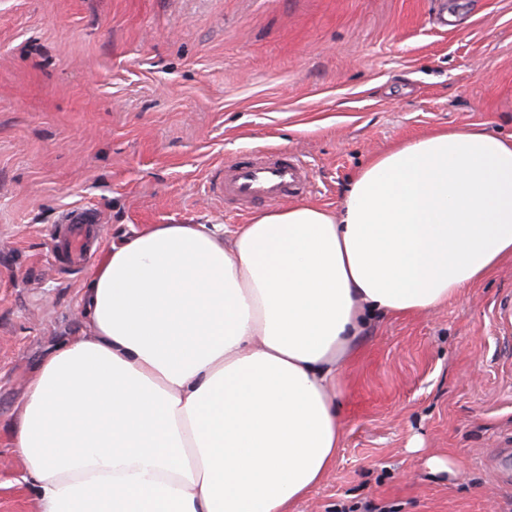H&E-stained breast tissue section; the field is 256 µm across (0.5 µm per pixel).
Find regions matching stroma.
I'll return each mask as SVG.
<instances>
[{"mask_svg": "<svg viewBox=\"0 0 512 512\" xmlns=\"http://www.w3.org/2000/svg\"><path fill=\"white\" fill-rule=\"evenodd\" d=\"M470 125L512 136V0H0V512H39L12 427L111 243L250 223L210 183L255 150L295 152L302 203L334 209L374 156ZM72 208L98 217L78 269L50 257ZM341 435L295 512H512L511 258L371 318Z\"/></svg>", "mask_w": 512, "mask_h": 512, "instance_id": "stroma-1", "label": "stroma"}]
</instances>
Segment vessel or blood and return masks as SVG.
Here are the masks:
<instances>
[{
	"label": "vessel or blood",
	"instance_id": "obj_1",
	"mask_svg": "<svg viewBox=\"0 0 512 512\" xmlns=\"http://www.w3.org/2000/svg\"><path fill=\"white\" fill-rule=\"evenodd\" d=\"M308 187V169L301 158L278 149L258 151L225 164L215 192L225 203L244 212L257 203H278L301 196ZM93 220V214L85 211L70 216L68 237L73 264H80L87 255L90 240L85 226Z\"/></svg>",
	"mask_w": 512,
	"mask_h": 512
}]
</instances>
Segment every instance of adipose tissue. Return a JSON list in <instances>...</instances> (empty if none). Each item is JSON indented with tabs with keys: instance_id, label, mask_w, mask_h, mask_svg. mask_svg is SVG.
<instances>
[{
	"instance_id": "adipose-tissue-1",
	"label": "adipose tissue",
	"mask_w": 512,
	"mask_h": 512,
	"mask_svg": "<svg viewBox=\"0 0 512 512\" xmlns=\"http://www.w3.org/2000/svg\"><path fill=\"white\" fill-rule=\"evenodd\" d=\"M512 256V139L374 157L328 210L153 224L91 273L13 426L39 512H292L341 446L345 360L376 313L458 297Z\"/></svg>"
}]
</instances>
